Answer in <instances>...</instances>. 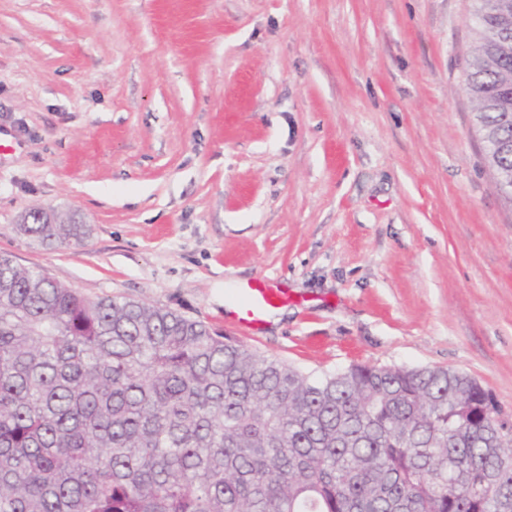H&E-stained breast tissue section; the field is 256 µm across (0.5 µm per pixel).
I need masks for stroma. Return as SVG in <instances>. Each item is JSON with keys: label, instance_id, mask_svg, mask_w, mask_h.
Masks as SVG:
<instances>
[{"label": "stroma", "instance_id": "35a3bbf8", "mask_svg": "<svg viewBox=\"0 0 512 512\" xmlns=\"http://www.w3.org/2000/svg\"><path fill=\"white\" fill-rule=\"evenodd\" d=\"M473 0H0V252L321 374L449 368L512 418V207ZM89 225L48 249L35 206ZM261 278L279 325L224 302Z\"/></svg>", "mask_w": 512, "mask_h": 512}]
</instances>
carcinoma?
<instances>
[{"instance_id": "carcinoma-1", "label": "carcinoma", "mask_w": 512, "mask_h": 512, "mask_svg": "<svg viewBox=\"0 0 512 512\" xmlns=\"http://www.w3.org/2000/svg\"><path fill=\"white\" fill-rule=\"evenodd\" d=\"M466 90L512 206V0H476ZM21 234L86 235L37 207ZM0 512H512V423L447 368L313 376L0 253Z\"/></svg>"}]
</instances>
